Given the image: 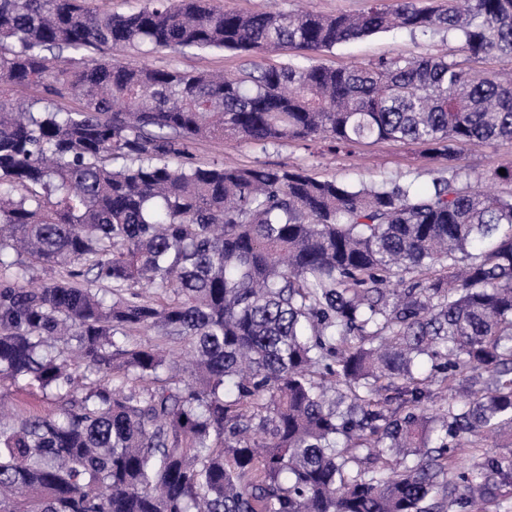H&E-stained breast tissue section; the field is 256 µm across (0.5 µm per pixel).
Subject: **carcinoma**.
I'll list each match as a JSON object with an SVG mask.
<instances>
[{
    "instance_id": "obj_1",
    "label": "carcinoma",
    "mask_w": 512,
    "mask_h": 512,
    "mask_svg": "<svg viewBox=\"0 0 512 512\" xmlns=\"http://www.w3.org/2000/svg\"><path fill=\"white\" fill-rule=\"evenodd\" d=\"M392 29L459 45L231 78L85 59L319 52ZM501 57L512 0L329 16L0 0V383L55 404L5 420L0 397V512H444L511 487L512 451L450 473L463 442L512 441V194L455 165L512 139V78L470 68ZM4 87L39 97L20 109ZM226 137L417 143L448 176L187 161ZM38 269L55 275L33 287ZM140 328L156 340L131 341ZM434 385L463 400L428 414Z\"/></svg>"
}]
</instances>
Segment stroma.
<instances>
[{
	"label": "stroma",
	"instance_id": "obj_1",
	"mask_svg": "<svg viewBox=\"0 0 512 512\" xmlns=\"http://www.w3.org/2000/svg\"><path fill=\"white\" fill-rule=\"evenodd\" d=\"M217 9L237 12L302 10L324 15L356 14L369 0H210ZM449 41L441 36L411 37L392 30L318 53L317 59L329 67L366 66L382 58L413 55L445 54ZM297 50L287 48L276 53L251 56L229 50L173 51L158 49L141 54L132 49L105 47L101 58L115 59L133 66L177 68L183 71H209L237 74L248 62L278 64L297 57ZM195 162L217 160L231 167L247 168L257 164L271 167L288 166L306 170L313 177L335 178L352 184L378 182L403 177L420 187H427L434 177L443 175L444 164L427 153L423 146L403 142H382L374 145L333 146L330 141H294L275 148L260 150L253 145L227 139L203 140L190 150ZM459 165L463 172L474 176L495 169L512 168V140L475 143L462 154Z\"/></svg>",
	"mask_w": 512,
	"mask_h": 512
}]
</instances>
